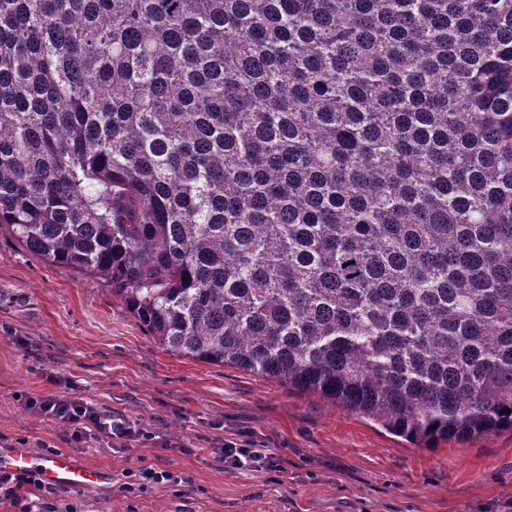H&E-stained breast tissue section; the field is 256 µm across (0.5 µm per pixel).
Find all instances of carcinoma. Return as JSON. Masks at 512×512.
<instances>
[{"mask_svg": "<svg viewBox=\"0 0 512 512\" xmlns=\"http://www.w3.org/2000/svg\"><path fill=\"white\" fill-rule=\"evenodd\" d=\"M2 228L173 355L512 431V0H0Z\"/></svg>", "mask_w": 512, "mask_h": 512, "instance_id": "carcinoma-1", "label": "carcinoma"}]
</instances>
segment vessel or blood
Listing matches in <instances>:
<instances>
[{"mask_svg": "<svg viewBox=\"0 0 512 512\" xmlns=\"http://www.w3.org/2000/svg\"><path fill=\"white\" fill-rule=\"evenodd\" d=\"M0 469L36 471L45 484L81 490L99 488L108 477L106 470L89 467L68 452L45 459L26 449L6 445H0Z\"/></svg>", "mask_w": 512, "mask_h": 512, "instance_id": "vessel-or-blood-1", "label": "vessel or blood"}]
</instances>
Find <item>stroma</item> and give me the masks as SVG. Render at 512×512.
<instances>
[{
	"label": "stroma",
	"mask_w": 512,
	"mask_h": 512,
	"mask_svg": "<svg viewBox=\"0 0 512 512\" xmlns=\"http://www.w3.org/2000/svg\"><path fill=\"white\" fill-rule=\"evenodd\" d=\"M25 393L78 395L156 435L119 453L77 449L110 473L65 493L78 512H512V432L417 448L316 394L171 355L105 279L48 264L2 230L0 435L66 449L61 427L24 409ZM226 437L274 453L283 471L225 469L211 449ZM146 465L189 482L129 494L125 471Z\"/></svg>",
	"instance_id": "1"
}]
</instances>
